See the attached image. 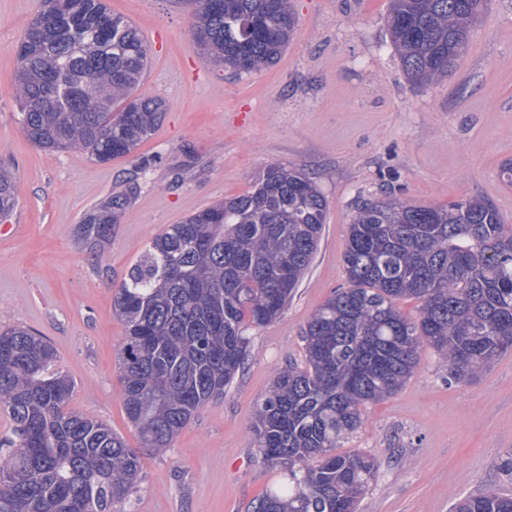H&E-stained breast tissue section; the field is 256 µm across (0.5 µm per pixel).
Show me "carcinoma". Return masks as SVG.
Segmentation results:
<instances>
[{
    "mask_svg": "<svg viewBox=\"0 0 512 512\" xmlns=\"http://www.w3.org/2000/svg\"><path fill=\"white\" fill-rule=\"evenodd\" d=\"M192 48L240 71L277 61L297 27L291 0H195ZM490 0H391L392 45L409 81L448 76ZM12 94L35 147L107 163L131 154L164 121L160 96H134L148 66L140 31L105 0H40L17 48ZM0 167V217L18 203ZM126 198L85 219L107 238ZM327 202L303 172L269 164L249 192L218 201L156 235L113 296L126 336L118 356L128 421L162 454L207 402L224 396L247 357L245 321L288 306L323 233ZM346 283L304 328V365L277 372L249 427L265 463L284 472L252 512H356L374 459L334 452L369 405L400 390L420 351L448 380L468 381L512 349V226L476 198L417 206L366 202L348 225ZM401 299L420 302L410 318ZM53 346L0 330V512H124L141 452L105 423L66 411L74 382ZM455 512H512V496L460 501Z\"/></svg>",
    "mask_w": 512,
    "mask_h": 512,
    "instance_id": "1",
    "label": "carcinoma"
}]
</instances>
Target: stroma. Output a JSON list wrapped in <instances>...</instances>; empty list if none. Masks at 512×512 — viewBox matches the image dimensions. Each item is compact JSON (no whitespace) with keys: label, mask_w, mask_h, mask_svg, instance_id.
Returning <instances> with one entry per match:
<instances>
[{"label":"stroma","mask_w":512,"mask_h":512,"mask_svg":"<svg viewBox=\"0 0 512 512\" xmlns=\"http://www.w3.org/2000/svg\"><path fill=\"white\" fill-rule=\"evenodd\" d=\"M149 46L137 96H162L163 124L126 157L101 164L25 137L11 95L16 47L39 0H0V166L20 186L0 218V330L23 327L54 347L75 384L68 409L106 423L129 447L117 368L124 325L115 290L168 225L250 191L269 163L300 169L327 200L317 254L287 307L245 323L249 355L223 398L201 407L161 456L143 455L128 512H248L280 483L249 436L275 374L303 364V329L345 282L342 254L360 201L387 194L422 206L460 197L512 225V0H492L446 78L408 81L388 29L390 0H292L298 27L273 65L237 72L197 55L190 0H106ZM151 159L141 168V158ZM131 200L110 237L82 231L109 197ZM512 353L469 381H449L431 348L413 377L371 405L340 444L378 463L359 512H454L463 498L512 496Z\"/></svg>","instance_id":"35a3bbf8"}]
</instances>
